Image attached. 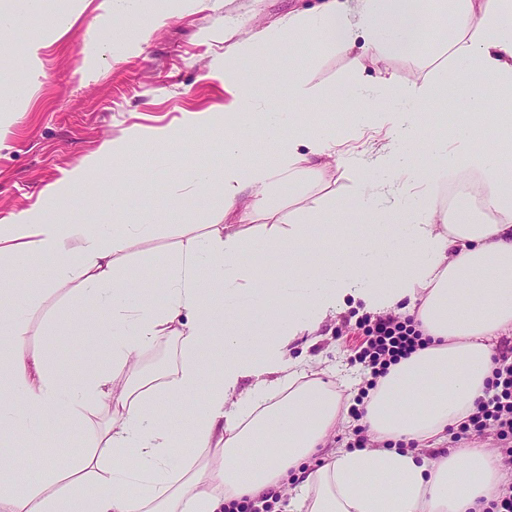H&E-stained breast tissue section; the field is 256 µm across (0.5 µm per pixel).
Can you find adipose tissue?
Instances as JSON below:
<instances>
[{
  "instance_id": "ef3b65f1",
  "label": "adipose tissue",
  "mask_w": 512,
  "mask_h": 512,
  "mask_svg": "<svg viewBox=\"0 0 512 512\" xmlns=\"http://www.w3.org/2000/svg\"><path fill=\"white\" fill-rule=\"evenodd\" d=\"M430 8L452 21L448 57L406 88L423 106L412 122L377 113L387 132L372 155L336 153L335 130L294 116L280 123L278 93L255 102L238 74L222 107L223 165L182 169V189H211L221 213L243 202L257 214L282 184L335 158L357 175L340 223L328 222V207L317 202L270 224H208L189 232L162 278L145 279L122 259L153 225L108 233L47 217L62 206L81 211L82 169L68 177L67 192L47 187L41 208L0 226V447L25 449L0 460V512H223L225 503L258 500L295 480L301 493L289 512H481L512 486V471L492 449L425 455L475 412L493 379L492 340L512 334V150L503 148L512 142V113L500 109L512 101V0H323L289 18L274 40L291 53L317 36L347 60L351 79L337 95L370 103L375 89L355 84L370 54L409 52ZM361 42L371 53L358 51ZM444 103L467 118L451 139L426 112ZM475 128L487 134L479 148L469 136ZM254 129L274 142L278 164L249 163ZM458 169L475 173L488 219L461 210L439 223L436 188ZM345 224L352 233L342 234ZM71 238L78 248H67ZM250 251L287 257V277H257L245 260ZM35 254L50 261L43 277L17 282V266ZM51 284L66 288L63 308L78 335L102 323L111 330V365L67 382L44 354L22 347ZM353 303L413 317L427 344L369 390L360 422L373 447L332 451L311 469L344 403L333 382L290 358V346ZM170 336L179 341V367L139 376V354ZM205 346L220 374L196 408ZM101 400L112 415L90 427L83 412ZM61 430L88 450L66 462L49 458L44 439Z\"/></svg>"
}]
</instances>
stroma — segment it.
<instances>
[{
    "label": "stroma",
    "mask_w": 512,
    "mask_h": 512,
    "mask_svg": "<svg viewBox=\"0 0 512 512\" xmlns=\"http://www.w3.org/2000/svg\"><path fill=\"white\" fill-rule=\"evenodd\" d=\"M320 3L150 0L148 13L140 14L130 4L110 7L92 0L75 27L57 38L52 21L71 11L73 4L43 0L41 19H24L14 31L15 45L0 46V93L17 88L28 93L17 118L0 124V219L36 208L48 186L63 184L69 172L97 159L87 182L83 219L108 226L158 224L157 234L131 244L128 268L146 278L162 277L166 256L175 251L186 230L213 223L216 215L201 192L175 204L170 201L194 147L174 140L160 156L145 132L176 129L220 111L229 97L224 89V52L236 42L261 40L262 58L242 62L241 68L252 94L266 95L267 74L289 68L268 34L288 17ZM447 35L446 22L431 21L411 55L382 56L369 64L361 76L363 83H373L381 71L395 79V89L384 102L386 111H411L404 91L431 72ZM36 39L49 43L40 56L38 76L27 58V46ZM103 41L110 44L104 56L96 51ZM297 54L296 75L317 91L316 105L304 109L307 121L334 128L341 150L369 151L378 135L364 124L362 104L333 95L337 83L348 78L345 58L313 41L300 44ZM125 138L131 141L129 151L115 157L102 154L106 140ZM353 184L352 171L332 165L284 184L270 205L283 211L302 208L318 197L341 201L350 196ZM117 186L128 200L120 213L110 204ZM65 294L62 288L44 291L41 309L31 319L22 344L45 350L65 376L75 379L90 367L111 364L112 336L101 329L83 341L65 327L46 335L47 318L58 312ZM361 318L352 308L326 320L314 336L293 342L291 357H305L331 381L340 369L369 379L368 370L354 360L362 341L355 324Z\"/></svg>",
    "instance_id": "35a3bbf8"
}]
</instances>
